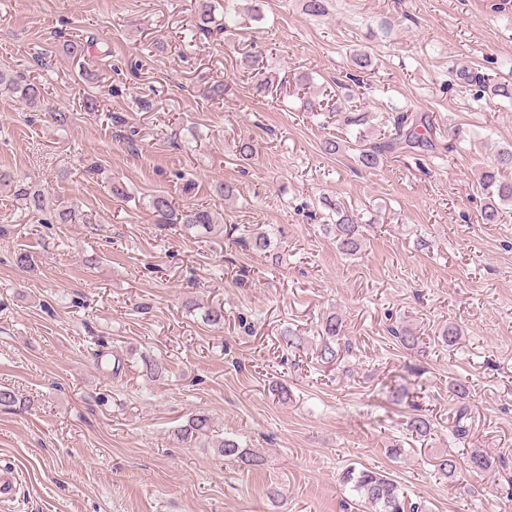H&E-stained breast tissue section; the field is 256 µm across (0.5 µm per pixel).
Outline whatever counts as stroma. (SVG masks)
Wrapping results in <instances>:
<instances>
[{
    "instance_id": "obj_1",
    "label": "stroma",
    "mask_w": 512,
    "mask_h": 512,
    "mask_svg": "<svg viewBox=\"0 0 512 512\" xmlns=\"http://www.w3.org/2000/svg\"><path fill=\"white\" fill-rule=\"evenodd\" d=\"M493 2L328 0L313 17L264 0L261 18L243 9L226 29L213 0L207 34L197 0H0V70L41 84L48 106L0 94V169L85 217L43 223L0 186V387L21 399L0 408V468L21 474L8 512H358L341 474L361 465L426 512H512L498 472L461 486L435 467L466 448L512 466V207L498 224L480 217L512 100L462 77L512 82V9ZM356 49L373 61L358 83ZM328 94L354 97L373 133L430 113L431 148L363 167L355 128L310 109ZM116 181L130 200L113 197ZM157 194L207 208L214 230L156 223ZM328 199L366 223L358 255L337 250ZM22 249L34 268L16 265ZM211 308L222 323L205 320ZM331 313L353 350L326 364ZM145 354L164 359L162 379L143 375ZM397 380L410 395L395 405ZM458 380L472 386L463 442ZM415 405L433 421L425 441L406 429ZM200 411L263 466L178 441Z\"/></svg>"
}]
</instances>
